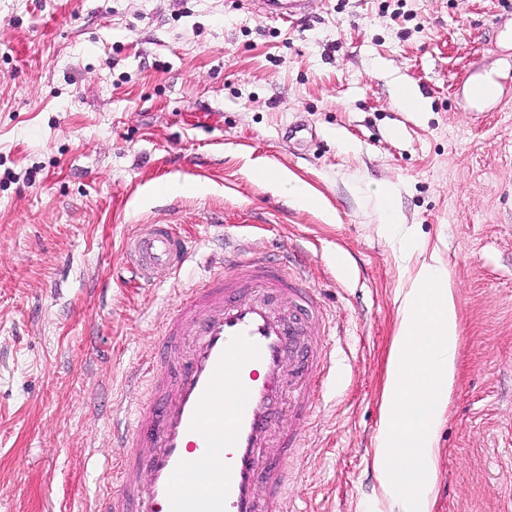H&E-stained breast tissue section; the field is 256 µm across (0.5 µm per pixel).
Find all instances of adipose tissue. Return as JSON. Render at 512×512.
Instances as JSON below:
<instances>
[{"mask_svg": "<svg viewBox=\"0 0 512 512\" xmlns=\"http://www.w3.org/2000/svg\"><path fill=\"white\" fill-rule=\"evenodd\" d=\"M455 285L439 258L403 289L380 394L373 469L390 512H432L439 431L459 361Z\"/></svg>", "mask_w": 512, "mask_h": 512, "instance_id": "adipose-tissue-1", "label": "adipose tissue"}]
</instances>
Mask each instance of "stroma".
<instances>
[{"label":"stroma","instance_id":"stroma-1","mask_svg":"<svg viewBox=\"0 0 512 512\" xmlns=\"http://www.w3.org/2000/svg\"><path fill=\"white\" fill-rule=\"evenodd\" d=\"M405 85L426 111L394 106ZM382 191L412 261L379 231ZM158 221L194 257L150 288L116 278ZM221 234L307 250L335 319L334 379L284 479L300 512H389L385 355L431 253L460 319L434 512H512V0H311L295 24L241 0H0V512H95L127 377Z\"/></svg>","mask_w":512,"mask_h":512}]
</instances>
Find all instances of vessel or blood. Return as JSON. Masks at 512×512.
Instances as JSON below:
<instances>
[{"label": "vessel or blood", "mask_w": 512, "mask_h": 512, "mask_svg": "<svg viewBox=\"0 0 512 512\" xmlns=\"http://www.w3.org/2000/svg\"><path fill=\"white\" fill-rule=\"evenodd\" d=\"M295 22L305 0H250ZM193 242L171 224H145L122 267L153 286L181 271ZM329 316L302 261L237 246L224 265L181 293L143 367L129 422L114 426L116 490L96 512H300L283 473L312 414L331 348Z\"/></svg>", "instance_id": "b4317fda"}]
</instances>
